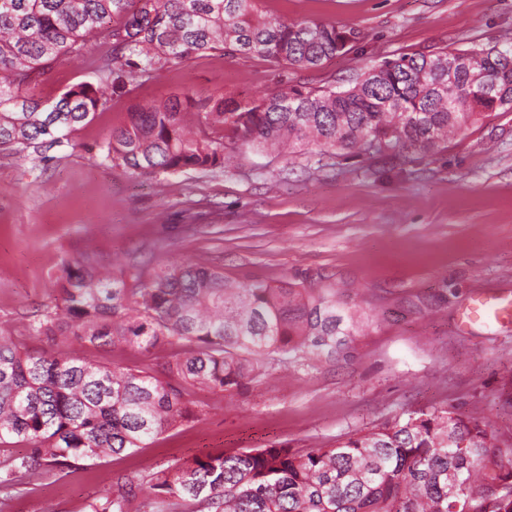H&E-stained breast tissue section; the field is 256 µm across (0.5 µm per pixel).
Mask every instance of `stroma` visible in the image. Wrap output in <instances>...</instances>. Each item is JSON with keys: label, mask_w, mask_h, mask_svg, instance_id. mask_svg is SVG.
Instances as JSON below:
<instances>
[{"label": "stroma", "mask_w": 512, "mask_h": 512, "mask_svg": "<svg viewBox=\"0 0 512 512\" xmlns=\"http://www.w3.org/2000/svg\"><path fill=\"white\" fill-rule=\"evenodd\" d=\"M262 14L316 20L360 34L321 68L295 70L256 57L212 51L141 74L128 94L105 89L96 61L108 46L88 41L61 54L31 90L45 99L88 82L106 103L82 128L78 149L37 155L0 152V337L45 348L31 325L54 311L67 263H92L129 277L148 261L205 262L239 283L316 281L353 289L362 318L352 356L339 367L301 368L243 394L191 391L200 410L135 453L36 485L0 486V512H92L126 479L144 512L154 473L192 456L285 444L310 448L367 431L406 411L482 408L512 436V320L462 325L483 291L512 292V112H491L441 153L400 171L389 157H334L305 146L266 153L234 150L221 169L159 178L103 159L100 146L137 103L187 90L244 100L281 82L345 85L403 53L501 43L512 35V0H259ZM107 365L160 370L167 350L74 345Z\"/></svg>", "instance_id": "stroma-1"}]
</instances>
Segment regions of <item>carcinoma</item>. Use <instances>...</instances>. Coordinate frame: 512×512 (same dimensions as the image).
<instances>
[{
  "label": "carcinoma",
  "instance_id": "1",
  "mask_svg": "<svg viewBox=\"0 0 512 512\" xmlns=\"http://www.w3.org/2000/svg\"><path fill=\"white\" fill-rule=\"evenodd\" d=\"M258 0H0V149H76L75 134L102 105L100 88L75 84L53 100L30 93L62 53L104 35L100 69L114 92L135 73L164 69L214 50L311 70L349 51L355 30L263 16ZM497 86L492 97L467 76L448 85L456 51L401 54L377 65L379 79L346 89L278 86L244 100L195 92L135 105L112 127L104 160L157 177L223 167L228 150L315 143L335 156L403 165L445 149L488 112H512V44L471 48ZM61 304L34 326L41 353L0 338V445H30L0 465V485L37 480L80 461L145 448L199 410L196 386L234 394L303 365L350 357L359 320L333 282L319 286L232 284L214 267L184 262L140 267L136 287L79 263L65 264ZM68 341L172 350L159 372L89 363ZM177 379L173 385L171 379ZM149 512H512V441L479 415L448 406L407 411L332 446L284 445L208 451L153 477ZM138 484L94 512H129Z\"/></svg>",
  "mask_w": 512,
  "mask_h": 512
}]
</instances>
